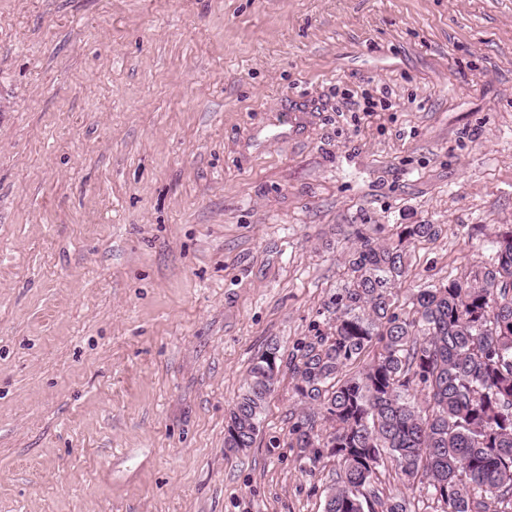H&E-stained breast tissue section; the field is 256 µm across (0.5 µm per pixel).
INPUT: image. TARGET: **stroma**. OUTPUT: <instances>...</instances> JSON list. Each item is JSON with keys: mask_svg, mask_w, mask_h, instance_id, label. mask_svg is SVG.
Masks as SVG:
<instances>
[{"mask_svg": "<svg viewBox=\"0 0 512 512\" xmlns=\"http://www.w3.org/2000/svg\"><path fill=\"white\" fill-rule=\"evenodd\" d=\"M512 224V0H0V512H322L282 372L351 232ZM281 355L277 347L262 351L252 362L242 393L226 418L224 448L236 452L251 448L262 424L267 399L275 390L281 374Z\"/></svg>", "mask_w": 512, "mask_h": 512, "instance_id": "35a3bbf8", "label": "stroma"}]
</instances>
